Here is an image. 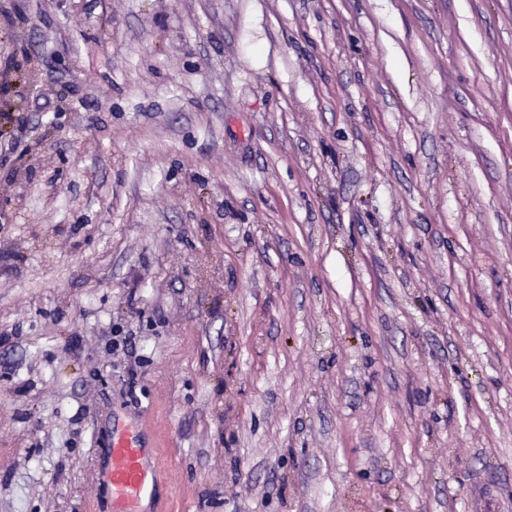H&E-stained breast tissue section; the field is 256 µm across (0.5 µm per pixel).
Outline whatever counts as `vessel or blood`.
<instances>
[{
    "mask_svg": "<svg viewBox=\"0 0 512 512\" xmlns=\"http://www.w3.org/2000/svg\"><path fill=\"white\" fill-rule=\"evenodd\" d=\"M101 481L110 489L112 512H152L158 503L155 453L143 434H112Z\"/></svg>",
    "mask_w": 512,
    "mask_h": 512,
    "instance_id": "obj_1",
    "label": "vessel or blood"
}]
</instances>
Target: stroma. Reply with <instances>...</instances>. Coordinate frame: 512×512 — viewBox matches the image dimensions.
I'll return each instance as SVG.
<instances>
[{"mask_svg": "<svg viewBox=\"0 0 512 512\" xmlns=\"http://www.w3.org/2000/svg\"><path fill=\"white\" fill-rule=\"evenodd\" d=\"M0 512H512V0H0ZM105 459L100 480L110 489L113 512L158 510L155 453L143 434L112 432Z\"/></svg>", "mask_w": 512, "mask_h": 512, "instance_id": "1", "label": "stroma"}]
</instances>
